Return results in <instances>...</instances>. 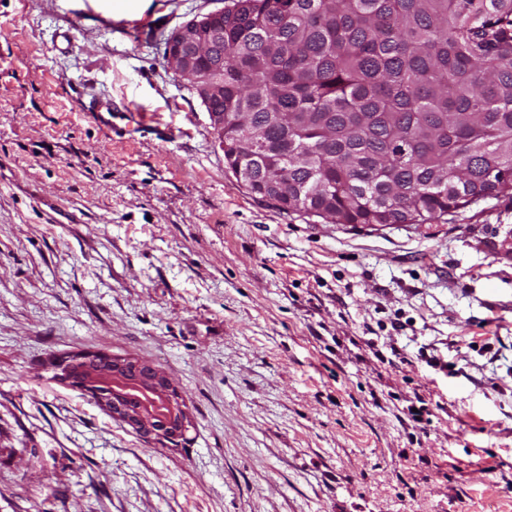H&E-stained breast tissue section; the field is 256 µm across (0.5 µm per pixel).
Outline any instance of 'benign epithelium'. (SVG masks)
Here are the masks:
<instances>
[{
  "mask_svg": "<svg viewBox=\"0 0 512 512\" xmlns=\"http://www.w3.org/2000/svg\"><path fill=\"white\" fill-rule=\"evenodd\" d=\"M212 48L211 40L196 37L195 30L183 25L173 33L167 58L179 75L193 80L212 56ZM214 69V79L201 90L207 99L222 100L224 62ZM59 381L92 394L112 419L162 445H178L191 427L181 394L158 367L131 358L86 355L79 358L76 370L65 368Z\"/></svg>",
  "mask_w": 512,
  "mask_h": 512,
  "instance_id": "obj_1",
  "label": "benign epithelium"
}]
</instances>
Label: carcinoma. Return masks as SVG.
I'll list each match as a JSON object with an SVG mask.
<instances>
[{
	"label": "carcinoma",
	"instance_id": "obj_1",
	"mask_svg": "<svg viewBox=\"0 0 512 512\" xmlns=\"http://www.w3.org/2000/svg\"><path fill=\"white\" fill-rule=\"evenodd\" d=\"M229 120L268 122L262 152L229 149L250 192L327 224H432L488 196L512 197V0H228ZM275 112H329V133Z\"/></svg>",
	"mask_w": 512,
	"mask_h": 512
}]
</instances>
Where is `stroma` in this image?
I'll list each match as a JSON object with an SVG mask.
<instances>
[{"label": "stroma", "mask_w": 512, "mask_h": 512, "mask_svg": "<svg viewBox=\"0 0 512 512\" xmlns=\"http://www.w3.org/2000/svg\"><path fill=\"white\" fill-rule=\"evenodd\" d=\"M223 5L0 0V512H512V199L355 227L250 193L164 57ZM83 352L163 369L188 443L54 379Z\"/></svg>", "instance_id": "stroma-1"}]
</instances>
